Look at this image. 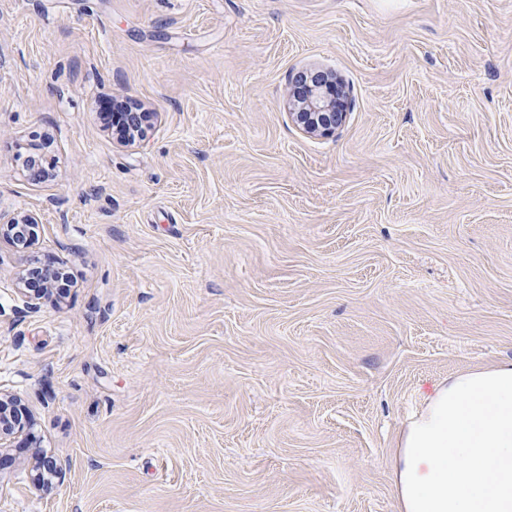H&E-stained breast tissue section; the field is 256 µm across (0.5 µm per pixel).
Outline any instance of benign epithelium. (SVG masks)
<instances>
[{
    "mask_svg": "<svg viewBox=\"0 0 512 512\" xmlns=\"http://www.w3.org/2000/svg\"><path fill=\"white\" fill-rule=\"evenodd\" d=\"M292 99L288 100L289 115L293 123L310 136L330 137L342 126L349 106L348 95L343 84L330 71L311 68L299 71L289 79ZM130 129L136 132V138L142 139L146 133L148 113H129ZM35 217L29 212H15L9 216L0 213V236H3L21 249L27 248ZM38 275L42 281V290L48 292L56 285L57 272L31 268L21 270L17 282L22 285L27 278ZM17 400L7 394H0V450L10 447L12 439L19 435L32 436L33 422L16 407ZM39 473L34 478L38 486L44 485L46 476L63 477L56 461L40 458L36 461Z\"/></svg>",
    "mask_w": 512,
    "mask_h": 512,
    "instance_id": "obj_1",
    "label": "benign epithelium"
}]
</instances>
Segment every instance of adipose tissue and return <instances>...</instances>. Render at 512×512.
Instances as JSON below:
<instances>
[{
  "label": "adipose tissue",
  "mask_w": 512,
  "mask_h": 512,
  "mask_svg": "<svg viewBox=\"0 0 512 512\" xmlns=\"http://www.w3.org/2000/svg\"><path fill=\"white\" fill-rule=\"evenodd\" d=\"M399 512H512V360L437 383L392 462Z\"/></svg>",
  "instance_id": "adipose-tissue-1"
}]
</instances>
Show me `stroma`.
I'll use <instances>...</instances> for the list:
<instances>
[{
    "mask_svg": "<svg viewBox=\"0 0 512 512\" xmlns=\"http://www.w3.org/2000/svg\"><path fill=\"white\" fill-rule=\"evenodd\" d=\"M313 67L329 138L288 114ZM15 210L0 392L66 476L14 440L0 512H398L424 393L512 360V0H0ZM330 71L311 68L289 79L288 96L293 123L310 136L330 137L342 126L349 106L343 84ZM35 217L29 212H15L5 217L0 211V236L6 237L18 248H27Z\"/></svg>",
    "mask_w": 512,
    "mask_h": 512,
    "instance_id": "stroma-1",
    "label": "stroma"
}]
</instances>
